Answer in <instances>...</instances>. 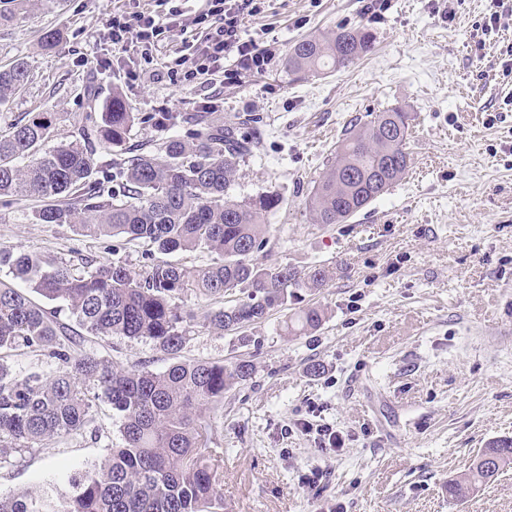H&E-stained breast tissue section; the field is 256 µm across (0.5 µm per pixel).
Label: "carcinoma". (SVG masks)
<instances>
[{
	"label": "carcinoma",
	"instance_id": "carcinoma-1",
	"mask_svg": "<svg viewBox=\"0 0 512 512\" xmlns=\"http://www.w3.org/2000/svg\"><path fill=\"white\" fill-rule=\"evenodd\" d=\"M372 46L369 30L340 27L298 40L286 65L293 72L345 68ZM28 80L21 59L0 70V106ZM138 122L170 130L177 117L130 112L114 89L101 122L80 129L74 140L50 145L51 112L0 129V197L42 200L31 212L36 223L67 224L90 236L145 239L162 255L199 250L216 256L192 270L159 259L139 278L119 263L80 271L24 249L0 248V267L60 303L87 334L145 339L171 359L159 372L118 369L83 352L84 337L68 334L54 312L0 281V351L39 348L60 364L53 375H20L0 356V458L89 426L90 385L112 405L121 437L104 461L69 477L68 490L0 498V512H222L223 453L208 446L202 417L226 391L249 381L254 365L180 359L189 315L174 300L189 290L207 297L240 293L236 305L205 316L213 329L235 331L265 319L284 303L288 289L319 288L329 279L321 265L301 274L255 258L268 242L266 215L282 199L274 191L248 201L228 196L236 160L249 150L231 126L206 124L188 141L166 137L154 150L128 157L115 174L118 188L110 187L111 178L98 177L95 144L123 143ZM408 132L409 115L399 109L355 124L310 191L313 223L342 224L403 179L411 164ZM324 317L319 307L304 308L286 331L311 333ZM511 468L512 437L494 440L448 481V498H470Z\"/></svg>",
	"mask_w": 512,
	"mask_h": 512
}]
</instances>
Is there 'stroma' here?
<instances>
[{
	"instance_id": "obj_1",
	"label": "stroma",
	"mask_w": 512,
	"mask_h": 512,
	"mask_svg": "<svg viewBox=\"0 0 512 512\" xmlns=\"http://www.w3.org/2000/svg\"><path fill=\"white\" fill-rule=\"evenodd\" d=\"M267 0L244 34L272 52L267 68L207 82H170L183 34L175 30L141 58L114 57L112 13L154 10L153 0H0V66L24 59L25 88L0 107V127L29 112L57 115L56 140L98 122L121 87L130 111L170 112L188 136L197 122L238 126L254 142L229 189L236 200L276 191L267 265L299 272L322 265V288H299L242 333L209 327V310L234 296L189 292L186 360H249L251 380L206 412L210 447L224 451V512H512V470L464 502L449 479L488 442L512 437V0L496 31L483 25L491 0ZM364 27L373 49L349 68L289 73L288 51L305 36ZM55 30L46 51L40 40ZM138 78L129 81L128 70ZM400 108L411 116L408 174L342 224H315L306 201L352 123ZM165 133L136 124L127 139L97 148L112 166L151 150ZM33 200L0 198V247H21L76 266L115 262L145 275L159 257L144 240L86 236L66 224H35ZM308 306L325 309L315 332L282 326ZM84 351L131 370H164L168 357L145 339L89 336ZM322 366L320 374L308 371ZM94 422L24 455L0 461V497L44 493L50 481L101 462L120 443L106 399ZM316 418L339 431L342 450L319 451L297 430ZM318 467L321 482L303 485Z\"/></svg>"
}]
</instances>
